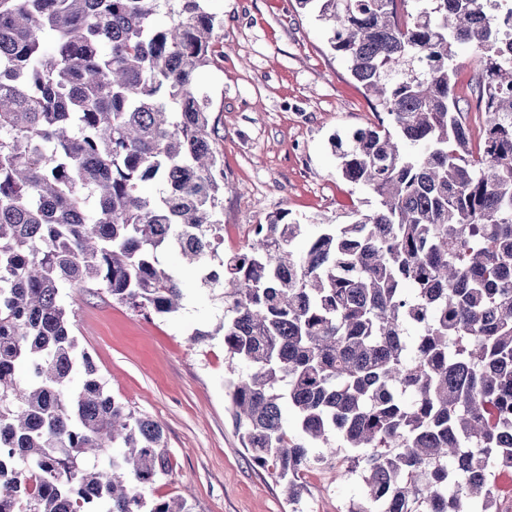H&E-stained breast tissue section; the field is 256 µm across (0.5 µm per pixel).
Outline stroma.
Listing matches in <instances>:
<instances>
[{
	"label": "stroma",
	"instance_id": "stroma-1",
	"mask_svg": "<svg viewBox=\"0 0 512 512\" xmlns=\"http://www.w3.org/2000/svg\"><path fill=\"white\" fill-rule=\"evenodd\" d=\"M210 8L224 21V53L200 72L199 85L224 157L225 253L247 244V225L281 211L304 223L345 224L353 211L375 210L372 193L338 173L331 148L333 136L375 122V101L330 49L324 25L296 0H210ZM456 65L454 94L477 142L485 134L472 88L480 64L464 46ZM159 260L183 280V307L169 316L134 312L102 290L59 293L109 392L163 426L170 472L146 499H184L196 512H347L361 496L348 449L303 472L296 503L252 463L224 388L243 366L213 333L224 303L178 253ZM199 330L205 340H194Z\"/></svg>",
	"mask_w": 512,
	"mask_h": 512
}]
</instances>
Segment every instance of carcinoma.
<instances>
[{
	"label": "carcinoma",
	"instance_id": "obj_1",
	"mask_svg": "<svg viewBox=\"0 0 512 512\" xmlns=\"http://www.w3.org/2000/svg\"><path fill=\"white\" fill-rule=\"evenodd\" d=\"M297 3L386 114L332 139L378 207L316 225L299 252L306 225L281 212L226 255L224 159L198 84L224 22L207 0H0L5 512H193L146 500L169 472L163 428L109 394L58 303L63 287H103L176 313L169 249L221 290L215 334L248 368L225 380L230 412L289 501L337 441L362 485L348 512H498L512 476V0ZM458 45L481 63L476 148L453 93Z\"/></svg>",
	"mask_w": 512,
	"mask_h": 512
}]
</instances>
